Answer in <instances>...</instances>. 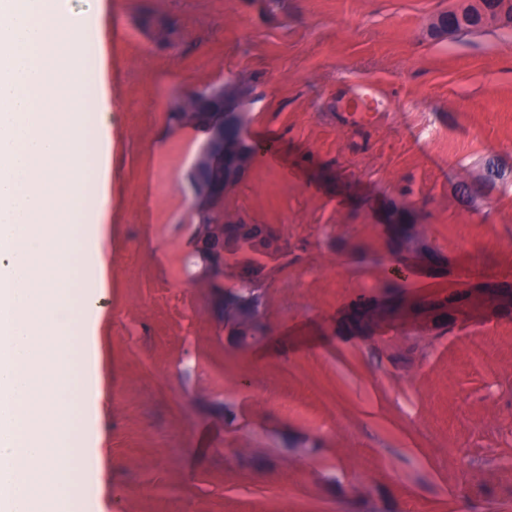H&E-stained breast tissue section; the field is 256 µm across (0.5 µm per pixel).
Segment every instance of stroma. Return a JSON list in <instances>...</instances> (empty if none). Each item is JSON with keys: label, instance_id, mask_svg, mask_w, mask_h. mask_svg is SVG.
I'll return each mask as SVG.
<instances>
[{"label": "stroma", "instance_id": "1", "mask_svg": "<svg viewBox=\"0 0 512 512\" xmlns=\"http://www.w3.org/2000/svg\"><path fill=\"white\" fill-rule=\"evenodd\" d=\"M459 0H102L87 77L112 124L107 310L81 360L103 408L78 400L75 446L100 444L74 512H512V319L465 300L430 334L406 319L365 336L347 309L382 282L403 302L512 283V28L431 39ZM174 29L158 45L142 21ZM234 76L254 94L256 152L224 207L283 227L291 262L262 288L269 337L224 340L200 285L181 179L200 144L171 104ZM393 98L350 122L355 82ZM279 160L271 162L267 154ZM505 172L474 205L455 187ZM409 202L438 267L407 275L379 206Z\"/></svg>", "mask_w": 512, "mask_h": 512}]
</instances>
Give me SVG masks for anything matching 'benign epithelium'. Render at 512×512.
Wrapping results in <instances>:
<instances>
[{
  "instance_id": "obj_1",
  "label": "benign epithelium",
  "mask_w": 512,
  "mask_h": 512,
  "mask_svg": "<svg viewBox=\"0 0 512 512\" xmlns=\"http://www.w3.org/2000/svg\"><path fill=\"white\" fill-rule=\"evenodd\" d=\"M459 18L472 16L483 26L512 27V0H501L492 7L489 0H462L457 9ZM212 92L226 99L230 117L237 125V135L224 136V121H213L208 127V139L196 153L185 179L193 194L196 207L213 209L224 202V194L235 188L248 170V160L253 156L254 146L249 139L244 120L246 105L251 96L247 95L232 78L212 87ZM202 91H193L180 98L179 106L185 123L197 124L201 112ZM231 157L237 166L224 173V158ZM504 177L501 169L493 164L484 167L480 184L465 183L456 187V194L462 202L471 204L480 196L479 185L490 186ZM401 223L398 203L389 201L382 206L381 220L384 235H390L393 224ZM195 249L205 265L209 284L221 287L224 280V221L215 224H198L194 230ZM401 255L421 265H432L439 260L422 230V225H406L405 239L401 245ZM367 302L374 312L373 320L364 334L373 333L380 325L391 321L387 307L382 304V296L371 295ZM224 328L234 335L227 340L234 344L254 343L263 334L261 299H248L236 295H224Z\"/></svg>"
}]
</instances>
